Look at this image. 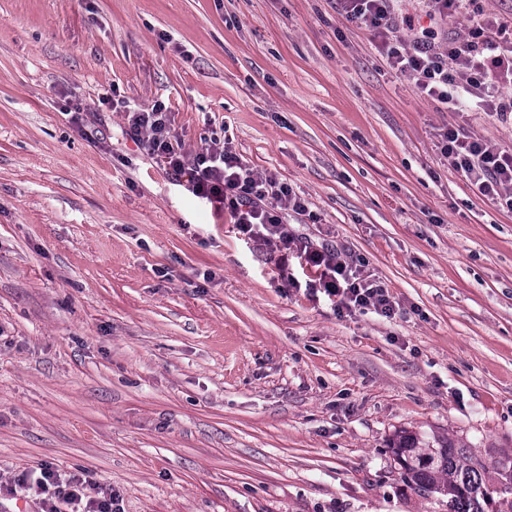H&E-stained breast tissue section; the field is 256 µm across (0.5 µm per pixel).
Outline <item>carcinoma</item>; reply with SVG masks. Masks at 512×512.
<instances>
[{"mask_svg": "<svg viewBox=\"0 0 512 512\" xmlns=\"http://www.w3.org/2000/svg\"><path fill=\"white\" fill-rule=\"evenodd\" d=\"M406 484L448 499V512H512V454L478 456L445 437L403 430L391 443Z\"/></svg>", "mask_w": 512, "mask_h": 512, "instance_id": "carcinoma-1", "label": "carcinoma"}]
</instances>
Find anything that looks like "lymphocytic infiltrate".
I'll use <instances>...</instances> for the list:
<instances>
[{"instance_id":"1","label":"lymphocytic infiltrate","mask_w":512,"mask_h":512,"mask_svg":"<svg viewBox=\"0 0 512 512\" xmlns=\"http://www.w3.org/2000/svg\"><path fill=\"white\" fill-rule=\"evenodd\" d=\"M395 0H336L339 14L365 26L380 40L388 64L414 81L418 96L456 111L460 93L480 99L487 112L512 121V26L490 19H471L458 35L439 37L435 22L465 14L473 0H427L431 27L407 40L394 22ZM132 139L141 140L151 154L177 175H187L191 193L213 207L230 212L242 235L258 237L294 254L316 273V285L336 299L339 312L372 310L391 316L394 303L387 288L364 275L360 264L325 249L302 245L284 222L286 211L306 205L287 184L247 167L229 140L211 138L195 155H187L174 134L164 108L126 111ZM442 154L461 170L479 194L512 210V152L448 126ZM35 497L41 512H123L119 494L96 487L81 474L61 475L44 462L38 476H0V496Z\"/></svg>"}]
</instances>
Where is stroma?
<instances>
[{"label": "stroma", "mask_w": 512, "mask_h": 512, "mask_svg": "<svg viewBox=\"0 0 512 512\" xmlns=\"http://www.w3.org/2000/svg\"><path fill=\"white\" fill-rule=\"evenodd\" d=\"M111 103H101L102 94ZM163 104L306 201L395 313L338 314L126 133ZM336 0H0V474L43 462L125 512H448L395 432L512 452V210ZM298 287H291L289 278Z\"/></svg>", "instance_id": "35a3bbf8"}]
</instances>
